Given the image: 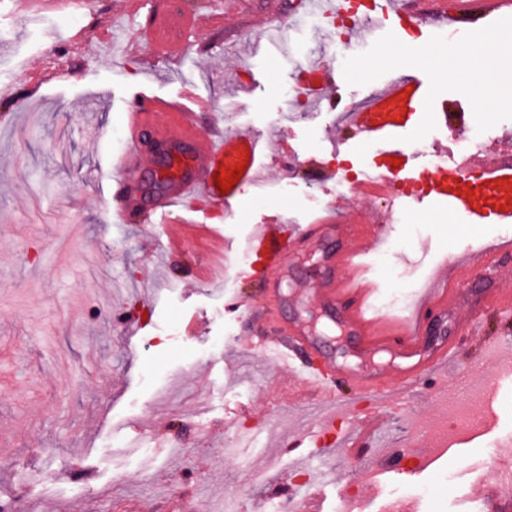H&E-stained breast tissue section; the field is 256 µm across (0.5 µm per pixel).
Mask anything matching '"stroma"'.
<instances>
[{"mask_svg":"<svg viewBox=\"0 0 512 512\" xmlns=\"http://www.w3.org/2000/svg\"><path fill=\"white\" fill-rule=\"evenodd\" d=\"M74 11L66 0L38 9L42 27L14 15L0 0V80L26 90L30 75L53 69L77 73L75 83L46 84L37 101L17 105L0 97V500L17 499L21 512H252L256 502L274 499L291 508L289 486L322 468L334 472L321 512H337L342 499L366 501V512H454L455 495L439 475L459 469L457 447L427 438L428 451L407 456L401 467L406 487L430 486L429 502L410 496L392 500L393 480L375 481L370 464L339 454L326 438H309L322 426L321 406L288 365L261 346L257 322L226 311L240 295L263 310L277 299L288 321L308 328L323 354L341 366L385 375L398 374L402 362L391 350L360 354L353 336L332 322L308 288L325 270L324 253L343 240L323 244L321 252L294 259L278 295L262 279L239 276L241 253L249 235L273 213L283 211L292 224H304L327 203L344 223L389 219L399 242L389 266L375 265L382 299L402 297L413 304L433 269L453 259L464 243H491L512 232L507 224L471 225L446 206L426 201L395 208L378 204L311 169L319 157L332 173H357L369 165L374 148L335 155L330 142L344 133L348 117L308 109L290 119L286 89L299 70L322 61L340 80L344 103L356 106L393 75L431 77L429 62L414 59L402 44L349 42V59L312 27L303 26L299 0H278L280 20L295 49L287 53L266 40L271 0H167L175 13L218 15L225 31L180 35L182 56L176 67H147L150 42L125 56L121 41L108 34L135 32L138 18L128 16L123 0H84ZM85 29L78 48H69L74 27ZM361 67V79L349 71ZM190 86L196 96L213 100L225 131L291 138L299 147L291 169H276L262 156L272 177L246 188L222 223L199 213L208 225L195 242L171 251L165 263L154 254L173 228L158 224H109L108 205L127 192L159 190L146 180L134 188L122 182L118 167L127 150L125 108L131 93L147 88L159 96ZM436 100L454 101L468 115L465 125L447 131L427 120L411 133L415 143L454 136L465 142L474 126L486 124L489 143L512 135V72H501L486 92L497 103L483 119L476 98L453 83L434 88ZM96 110H88L89 102ZM414 287H407V280ZM512 290V272L497 276L475 272L448 310L441 335L453 340L460 318L486 288ZM137 316H130V309ZM479 346L460 348L455 361L435 377L409 390L394 388L379 420L383 443L399 448L416 442L408 425L447 418L456 425L463 390L481 384L469 376ZM512 347L494 353L487 369L501 373L492 418L479 428L465 450L474 470H487L488 445L498 456L512 453ZM209 414L199 419L198 401ZM264 425L259 449L239 450L229 458L234 432ZM306 439L290 452L286 442ZM151 449L157 466L144 473L114 461L120 439ZM255 470L269 473L260 488L249 485Z\"/></svg>","mask_w":512,"mask_h":512,"instance_id":"35a3bbf8","label":"stroma"}]
</instances>
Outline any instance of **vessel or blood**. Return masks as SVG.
I'll return each instance as SVG.
<instances>
[{
  "label": "vessel or blood",
  "instance_id": "obj_1",
  "mask_svg": "<svg viewBox=\"0 0 512 512\" xmlns=\"http://www.w3.org/2000/svg\"><path fill=\"white\" fill-rule=\"evenodd\" d=\"M367 9L373 24L359 28L357 34L376 43L403 40L426 24L424 10L399 5L398 0H368ZM204 21L214 30L223 28L217 16L205 20L195 13L174 14L168 11L164 0H157L153 11L146 14L139 33L151 37L157 60L174 66L180 61L181 46L169 37V28L187 32ZM309 74L320 102L329 109L339 108L341 98L334 92L333 78L316 66L311 67ZM431 103L426 81L398 75L371 92L366 104L352 113L351 125L358 133L357 147L373 145L377 148L374 164L359 181L363 193H385L392 183L400 181L409 185L410 201L436 200L466 223L512 224L511 138L500 142L497 156L492 160L478 154H459L455 140L436 139L430 142L429 148L441 156V163L426 175L411 164L414 147L406 135L419 126L424 113L435 110L438 121L447 126L460 120L458 113L445 107L432 108ZM212 109L211 102L197 98L188 87L170 97L142 91L130 98L126 107L129 147L119 161L125 177H133L140 168L144 155L142 143L147 132H154L172 143L192 141L193 153L186 162V170L171 172L166 193L156 198L149 209H139L129 199L110 213V220L125 224L134 216L143 224L159 220L178 224L185 205L205 211L226 208L241 187L255 181L264 149L262 140L254 135L225 132L216 119L211 120L207 133H200L198 118ZM240 164L245 170L238 185L227 192L219 191L215 182L217 172L233 170ZM388 235V225L340 224L332 212L309 224H290L284 216L278 215L265 220L245 245L246 252L270 271L266 287L275 288L280 277L287 274L295 256L320 248L323 241L332 237L347 240V248L326 256L327 274L310 293L321 305L339 313L360 349L397 348L409 361L399 380L393 381L384 375L343 374L336 364L318 352L303 328L281 318L276 304H269L262 315L263 322L272 330L264 341L265 350L288 362L297 371L300 381L322 401L345 413L355 400L343 396L340 380L376 395L385 394L392 390L394 383L416 384L421 377L434 374L448 359L454 358L456 345L443 342L428 347L430 317L447 314L449 305L466 288L474 271L499 273L505 259L512 256V246L505 243L468 248L464 263L458 265L455 272L444 268L436 271L410 312L385 313L378 303L379 284L364 257L380 248ZM511 310V291L488 289L462 320V336L473 343L485 342L487 314ZM493 488L500 495H512L511 460L496 462Z\"/></svg>",
  "mask_w": 512,
  "mask_h": 512
}]
</instances>
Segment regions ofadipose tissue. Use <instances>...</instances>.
<instances>
[{"mask_svg": "<svg viewBox=\"0 0 512 512\" xmlns=\"http://www.w3.org/2000/svg\"><path fill=\"white\" fill-rule=\"evenodd\" d=\"M512 42V36L497 35L495 42L477 43L467 50L459 51L445 46L439 47L432 59V70L437 82H454L465 78L468 91H476L493 81L497 73L485 68L484 62L492 45H505Z\"/></svg>", "mask_w": 512, "mask_h": 512, "instance_id": "adipose-tissue-1", "label": "adipose tissue"}]
</instances>
